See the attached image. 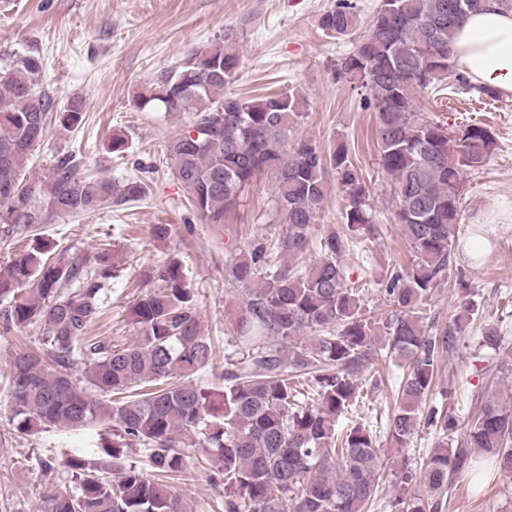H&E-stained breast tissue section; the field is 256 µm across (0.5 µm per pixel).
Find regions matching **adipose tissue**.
Here are the masks:
<instances>
[{
	"instance_id": "adipose-tissue-1",
	"label": "adipose tissue",
	"mask_w": 512,
	"mask_h": 512,
	"mask_svg": "<svg viewBox=\"0 0 512 512\" xmlns=\"http://www.w3.org/2000/svg\"><path fill=\"white\" fill-rule=\"evenodd\" d=\"M454 65L477 85L512 94V12L499 0H484L456 29L452 44Z\"/></svg>"
}]
</instances>
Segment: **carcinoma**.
<instances>
[{
	"label": "carcinoma",
	"instance_id": "1",
	"mask_svg": "<svg viewBox=\"0 0 512 512\" xmlns=\"http://www.w3.org/2000/svg\"><path fill=\"white\" fill-rule=\"evenodd\" d=\"M481 2L379 0L369 34L336 64V76L364 89L366 107L376 112L394 223L414 252L412 267L392 270L381 289L388 310L379 325L363 317V290L346 279L347 240L327 235L319 241L321 257L308 260L328 172L341 185L346 228L354 236L371 223L370 186L344 145L328 151L308 141L288 146L304 114L299 94L227 91L241 67L238 30L226 28L216 43L191 50L139 94L142 110L196 114L192 127L169 140L165 158L207 223H227L258 176L275 175L276 213L285 225L279 248L288 264L263 245L226 264L246 299L233 326L241 358L224 370L220 392L174 382L212 360L179 261L146 274L160 286L130 308L136 333L130 344L88 336L113 278L108 244L70 260L52 257L46 244L17 254L0 270L3 328L39 323L46 331L41 349L18 353L8 364L17 429L97 426L112 432V441L101 442L112 476L81 458L67 459L74 492L47 494L41 512H190L164 483L182 467V445L215 450L224 467V512H369L381 449L364 427L342 434L336 426L361 396L355 375L381 350L406 369L389 418L394 444H407L422 422L439 433L428 460L406 480L418 482L431 499L484 458L512 475L511 393L485 400L461 432L444 410L422 409L440 357L472 320L465 303L441 331L426 307L456 257L462 168L486 164L495 138L478 124L453 136L439 122L418 119V95L453 72V31ZM319 25L329 37L350 36L352 4L341 0ZM43 65L31 50L7 58L0 71V232L6 237L19 224L122 207L148 193L137 175L116 182L80 174L71 154L57 159L44 178L27 175L29 155L50 126L73 131L85 120L82 98L59 109L38 88ZM455 81L466 83L458 72ZM257 277L261 285L250 287ZM74 369L82 379L72 380ZM132 441L146 447L151 472L127 461L124 449Z\"/></svg>",
	"mask_w": 512,
	"mask_h": 512
}]
</instances>
